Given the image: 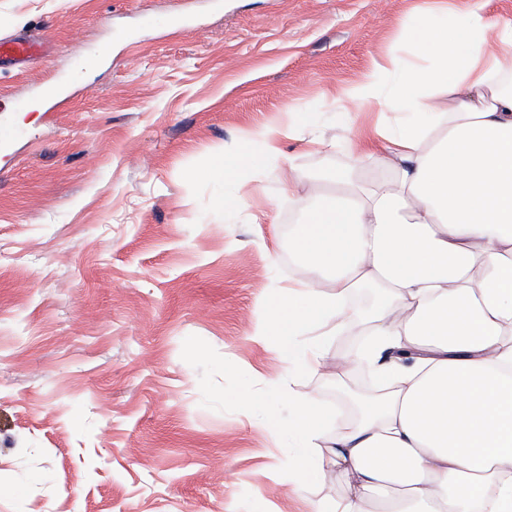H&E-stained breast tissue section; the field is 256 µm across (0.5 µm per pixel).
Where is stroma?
<instances>
[{"instance_id":"35a3bbf8","label":"stroma","mask_w":512,"mask_h":512,"mask_svg":"<svg viewBox=\"0 0 512 512\" xmlns=\"http://www.w3.org/2000/svg\"><path fill=\"white\" fill-rule=\"evenodd\" d=\"M469 0H0V35L53 43L0 67V512H306L273 466L288 396L255 299L309 278L288 256L289 195L351 165L282 145L224 205L217 148L300 112L336 136L339 93L406 53L402 20ZM192 28L167 24L171 16ZM271 204L274 225L251 209ZM249 388L251 408L238 392Z\"/></svg>"}]
</instances>
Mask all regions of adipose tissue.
I'll use <instances>...</instances> for the list:
<instances>
[{
	"label": "adipose tissue",
	"mask_w": 512,
	"mask_h": 512,
	"mask_svg": "<svg viewBox=\"0 0 512 512\" xmlns=\"http://www.w3.org/2000/svg\"><path fill=\"white\" fill-rule=\"evenodd\" d=\"M401 28L416 63L374 66L337 99L355 166L314 174L320 191L297 202L310 279L288 305L257 299L255 338L343 409L290 397L296 446L276 465L339 486L309 512H512V20L466 7L456 25ZM299 129L260 127L265 151L220 153L214 173L261 175ZM330 320L366 336L353 362L378 394L304 340Z\"/></svg>",
	"instance_id": "obj_1"
}]
</instances>
